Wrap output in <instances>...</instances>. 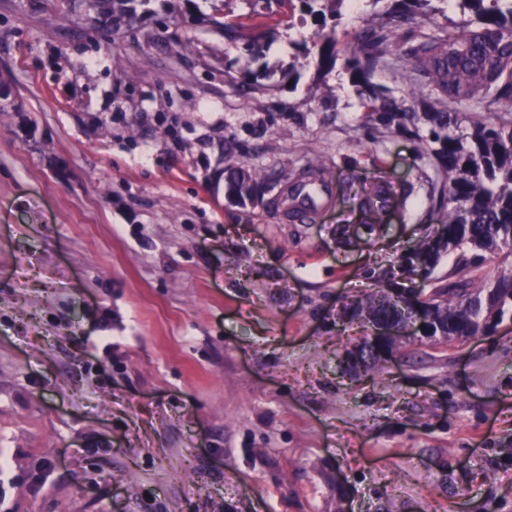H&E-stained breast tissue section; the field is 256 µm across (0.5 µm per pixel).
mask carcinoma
Here are the masks:
<instances>
[{
  "instance_id": "cac0c4a2",
  "label": "carcinoma",
  "mask_w": 512,
  "mask_h": 512,
  "mask_svg": "<svg viewBox=\"0 0 512 512\" xmlns=\"http://www.w3.org/2000/svg\"><path fill=\"white\" fill-rule=\"evenodd\" d=\"M300 5V22L312 20L309 37L295 41L304 60L316 54L318 75L336 68V29L349 0H288ZM385 4L372 14L343 69L350 75L367 122L373 127L411 133L427 130L425 142L438 160L447 196L438 204L439 238L425 237L401 256L400 275L431 278L443 253L455 255L446 282L426 295L433 335L440 342L462 343L468 336L493 334L512 324V271L491 273L488 259H512V119L482 115L512 101V0H370ZM439 15L448 34L416 35L392 25L417 16ZM275 28L251 37L247 51L258 60ZM391 55L413 76L414 83L395 98L371 82L374 68ZM227 197L244 204L274 185L248 168L230 169ZM392 185L362 187L355 195L360 208L379 214L396 196ZM398 289L386 286L350 304L351 317L371 326L380 323L415 338L413 322Z\"/></svg>"
}]
</instances>
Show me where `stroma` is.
Returning <instances> with one entry per match:
<instances>
[{
	"mask_svg": "<svg viewBox=\"0 0 512 512\" xmlns=\"http://www.w3.org/2000/svg\"><path fill=\"white\" fill-rule=\"evenodd\" d=\"M289 15L0 0V512H512L511 327L347 363L443 181L343 69L288 78L287 31L246 51ZM317 160L304 219L224 195ZM380 181L407 197L345 244ZM227 197L237 203L252 202L266 191L265 182L248 168L240 166L230 168L225 178Z\"/></svg>",
	"mask_w": 512,
	"mask_h": 512,
	"instance_id": "obj_1",
	"label": "stroma"
}]
</instances>
